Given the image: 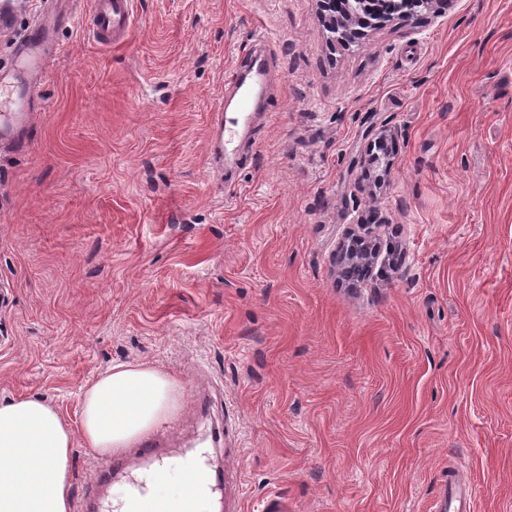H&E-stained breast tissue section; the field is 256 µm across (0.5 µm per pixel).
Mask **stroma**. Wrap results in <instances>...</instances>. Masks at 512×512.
Returning <instances> with one entry per match:
<instances>
[{
    "instance_id": "stroma-1",
    "label": "stroma",
    "mask_w": 512,
    "mask_h": 512,
    "mask_svg": "<svg viewBox=\"0 0 512 512\" xmlns=\"http://www.w3.org/2000/svg\"><path fill=\"white\" fill-rule=\"evenodd\" d=\"M55 0H0V71ZM103 47L66 0L59 54L0 145V400L71 426L117 362L175 376L172 447L223 512H512V0H453L333 43L319 0H133ZM279 73L232 175L210 109L255 34ZM388 129L364 164L366 128ZM367 223L378 257L337 249ZM405 253L398 267L391 250ZM471 490L458 487L448 473V512H470Z\"/></svg>"
}]
</instances>
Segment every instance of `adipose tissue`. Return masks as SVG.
<instances>
[{"label": "adipose tissue", "instance_id": "ef3b65f1", "mask_svg": "<svg viewBox=\"0 0 512 512\" xmlns=\"http://www.w3.org/2000/svg\"><path fill=\"white\" fill-rule=\"evenodd\" d=\"M183 388L145 363H116L81 389L80 428L36 397L0 403V512H73L75 439L108 456L181 408Z\"/></svg>", "mask_w": 512, "mask_h": 512}]
</instances>
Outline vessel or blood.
I'll return each mask as SVG.
<instances>
[{
  "mask_svg": "<svg viewBox=\"0 0 512 512\" xmlns=\"http://www.w3.org/2000/svg\"><path fill=\"white\" fill-rule=\"evenodd\" d=\"M54 24L51 18L33 21L16 47L17 68L0 74V124L25 123L38 97V84L46 76L56 54ZM134 24L132 0H95L87 30L96 42L109 47L120 42ZM269 74V62L257 61L250 66L249 78H242L237 68L226 75V85L235 88L238 94V113L228 118L224 115L223 106L215 107L211 135L215 155L237 152L242 134L251 122L252 100L266 92ZM171 456L164 438L154 435L145 439L134 455L112 456L93 472L85 486V512H112L111 503L99 495L98 489L118 479L124 480L129 486L123 512H165L164 505L151 495L149 483L164 473L166 461ZM182 466L185 478L203 491L213 494L222 489L223 477L208 472L196 455H183Z\"/></svg>",
  "mask_w": 512,
  "mask_h": 512,
  "instance_id": "1",
  "label": "vessel or blood"
}]
</instances>
